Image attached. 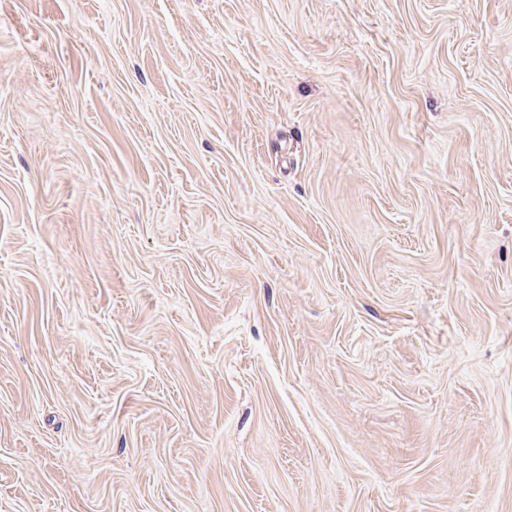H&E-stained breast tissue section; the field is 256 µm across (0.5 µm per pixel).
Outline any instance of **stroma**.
<instances>
[{
	"instance_id": "stroma-1",
	"label": "stroma",
	"mask_w": 512,
	"mask_h": 512,
	"mask_svg": "<svg viewBox=\"0 0 512 512\" xmlns=\"http://www.w3.org/2000/svg\"><path fill=\"white\" fill-rule=\"evenodd\" d=\"M0 512H512V0H0Z\"/></svg>"
}]
</instances>
